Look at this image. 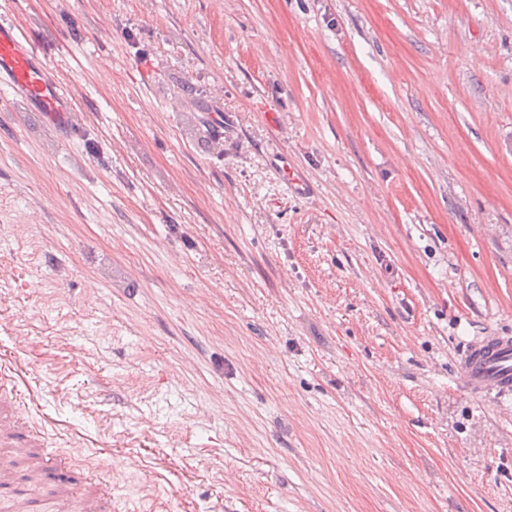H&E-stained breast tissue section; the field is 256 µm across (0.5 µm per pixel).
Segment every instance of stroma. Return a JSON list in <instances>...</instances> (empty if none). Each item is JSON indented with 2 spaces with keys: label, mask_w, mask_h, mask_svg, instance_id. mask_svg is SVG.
Returning a JSON list of instances; mask_svg holds the SVG:
<instances>
[{
  "label": "stroma",
  "mask_w": 512,
  "mask_h": 512,
  "mask_svg": "<svg viewBox=\"0 0 512 512\" xmlns=\"http://www.w3.org/2000/svg\"><path fill=\"white\" fill-rule=\"evenodd\" d=\"M2 18L76 114L0 85V359L112 512H512V394L458 381L512 336V0ZM90 485L94 488V494L79 500V511L99 512L102 511L104 501L112 503V483L106 480L98 468H93L88 474Z\"/></svg>",
  "instance_id": "obj_1"
}]
</instances>
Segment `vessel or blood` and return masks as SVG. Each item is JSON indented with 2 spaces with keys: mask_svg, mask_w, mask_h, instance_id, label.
Masks as SVG:
<instances>
[{
  "mask_svg": "<svg viewBox=\"0 0 512 512\" xmlns=\"http://www.w3.org/2000/svg\"><path fill=\"white\" fill-rule=\"evenodd\" d=\"M0 83L60 129H67L73 110L70 97L20 29L4 20L0 21ZM460 383L474 394L511 392L512 336L490 335L473 344L462 361ZM17 396L15 370L1 363L0 405H9ZM10 424L6 438L14 456L25 458L34 449L44 447V435L38 427L16 417ZM88 480L94 492L80 500V512H101L103 503L112 498V485L96 468L89 472Z\"/></svg>",
  "mask_w": 512,
  "mask_h": 512,
  "instance_id": "vessel-or-blood-1",
  "label": "vessel or blood"
}]
</instances>
